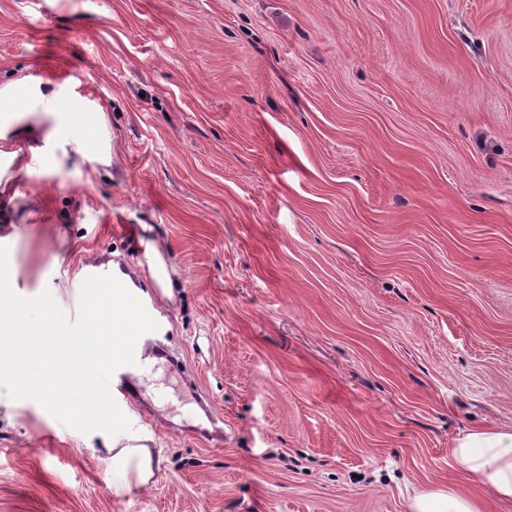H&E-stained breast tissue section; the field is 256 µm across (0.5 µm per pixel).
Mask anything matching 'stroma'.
<instances>
[{
  "instance_id": "1",
  "label": "stroma",
  "mask_w": 512,
  "mask_h": 512,
  "mask_svg": "<svg viewBox=\"0 0 512 512\" xmlns=\"http://www.w3.org/2000/svg\"><path fill=\"white\" fill-rule=\"evenodd\" d=\"M102 114L112 164L0 178L14 292L153 245L172 285L155 421L54 430L0 386V512H410L478 494L460 434L512 426V0H0V85ZM137 227V243L123 236ZM151 452L113 471L123 439ZM409 507L412 512H486L482 500L459 496L451 488L417 491Z\"/></svg>"
}]
</instances>
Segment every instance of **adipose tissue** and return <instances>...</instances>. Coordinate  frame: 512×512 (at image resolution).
<instances>
[{"label":"adipose tissue","mask_w":512,"mask_h":512,"mask_svg":"<svg viewBox=\"0 0 512 512\" xmlns=\"http://www.w3.org/2000/svg\"><path fill=\"white\" fill-rule=\"evenodd\" d=\"M0 98V112L13 113L9 124L0 123V137L18 129L17 114L26 112L34 102H43L47 112L60 117L68 104L57 92H44L18 81L7 85ZM454 469L472 477L502 502H512V426L473 429L460 436L451 453ZM411 512H485L482 500L459 496L453 489L417 491L410 501Z\"/></svg>","instance_id":"1"}]
</instances>
